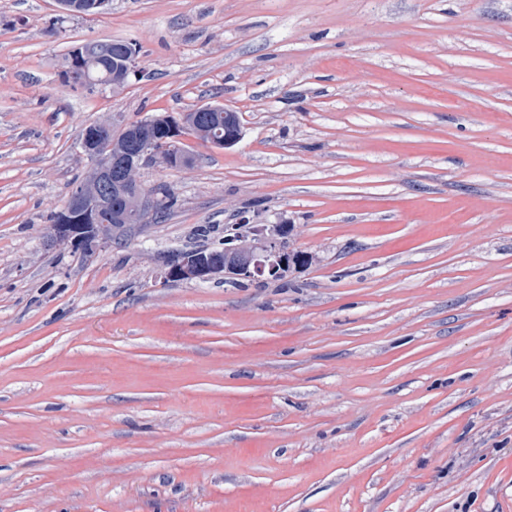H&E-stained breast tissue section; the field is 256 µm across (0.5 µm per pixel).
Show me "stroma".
Segmentation results:
<instances>
[{"instance_id":"35a3bbf8","label":"stroma","mask_w":512,"mask_h":512,"mask_svg":"<svg viewBox=\"0 0 512 512\" xmlns=\"http://www.w3.org/2000/svg\"><path fill=\"white\" fill-rule=\"evenodd\" d=\"M205 103L170 214L50 241L85 126ZM243 219L310 262L162 280ZM0 512H512V0H0ZM99 42H104L108 46V50L106 55L100 58L103 66L97 65L95 67L96 78H103L108 74L113 76V72L116 70V68L114 69L112 66V63H114L113 60L116 61L118 58L122 57L128 47H135V44L125 40H109ZM136 57L137 52L133 51L132 49H128V51L123 56L119 66L117 67V70L121 71L122 76L117 80L112 79L113 92L121 90L126 84V77L135 71ZM96 50L91 44L82 43L74 49L72 61L75 63L73 71H78L79 75L89 79L91 67L96 65ZM84 74V75H83Z\"/></svg>"}]
</instances>
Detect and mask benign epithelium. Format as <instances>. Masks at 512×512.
Segmentation results:
<instances>
[{"label":"benign epithelium","instance_id":"7a95c632","mask_svg":"<svg viewBox=\"0 0 512 512\" xmlns=\"http://www.w3.org/2000/svg\"><path fill=\"white\" fill-rule=\"evenodd\" d=\"M137 52L128 50L119 63L122 76L112 81V91L121 90L126 77L136 69ZM96 50L82 43L74 49L73 70L89 76L96 65ZM191 132L206 144L228 148L241 138L238 113L224 108V124H201L189 112L174 116L163 114L149 123L126 122L114 115L88 125L81 133V147L90 161L86 180L74 188L67 203L49 225L48 237L73 252L86 254L101 248L103 231L135 219L149 221L160 206L159 197L140 180V170L149 165L166 169L191 165L181 145L182 134ZM165 143L161 151L157 141ZM118 197L123 206L112 208V223H100L110 197ZM288 223L253 225L252 241L223 250L195 249L175 255L163 272L165 280L278 279L288 269L286 243Z\"/></svg>","mask_w":512,"mask_h":512}]
</instances>
